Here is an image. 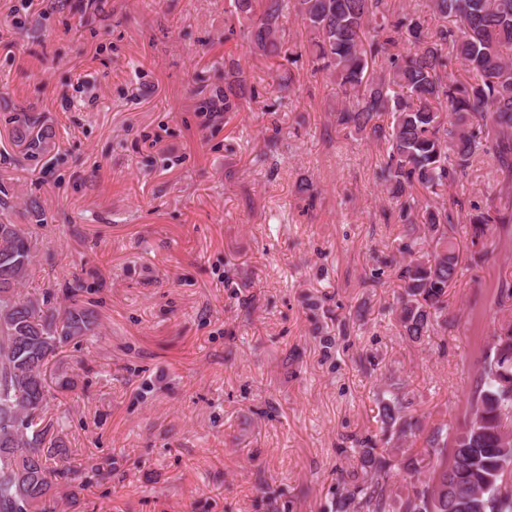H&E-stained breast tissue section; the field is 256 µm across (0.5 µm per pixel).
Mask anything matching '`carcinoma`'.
<instances>
[{"label":"carcinoma","instance_id":"carcinoma-1","mask_svg":"<svg viewBox=\"0 0 512 512\" xmlns=\"http://www.w3.org/2000/svg\"><path fill=\"white\" fill-rule=\"evenodd\" d=\"M230 0L224 13L242 26L254 52L281 57L288 20L308 31L313 68L336 75L345 98L338 124L387 144L382 176L396 200V221L409 224L397 269L404 282L395 310L403 335L431 336L458 275V254L448 226L466 219L471 244L492 227L512 224V180L498 199L468 215L456 199L435 201L483 154L512 177V0ZM445 20L425 27V11ZM463 67L459 77L454 66ZM230 77L224 111L240 108L245 79L239 61L224 60ZM384 112L392 121H376ZM25 155L46 149L45 134L25 112L15 120ZM428 224L434 245L412 224ZM34 244L29 233L0 220V512H56L57 481L68 474L67 450L45 421L51 393L50 358L76 338L95 334L97 313L72 300L59 310L54 295H24ZM466 424L441 423L421 451L393 457L373 445L353 449L354 463L330 512H512V322L492 337L491 354L472 397ZM382 429L402 440L413 424L396 393L379 402ZM402 479L393 480L394 471Z\"/></svg>","mask_w":512,"mask_h":512}]
</instances>
